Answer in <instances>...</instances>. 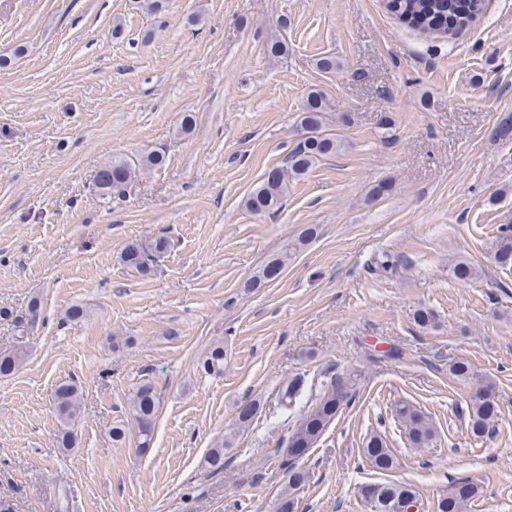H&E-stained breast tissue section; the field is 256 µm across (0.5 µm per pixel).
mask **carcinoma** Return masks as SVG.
Here are the masks:
<instances>
[{"label":"carcinoma","instance_id":"obj_1","mask_svg":"<svg viewBox=\"0 0 512 512\" xmlns=\"http://www.w3.org/2000/svg\"><path fill=\"white\" fill-rule=\"evenodd\" d=\"M460 0H389L388 9L402 23L427 33H446L461 31L470 27L482 14L484 0H469L470 7L460 9ZM329 102L326 92L318 87L309 89L305 95L300 126L303 134L298 143L285 158L284 165L271 169L264 179L245 197L244 207L255 213H274L278 211L288 192V184L304 176L320 159L336 154L341 142L336 136L324 133ZM492 140L503 142L512 140V114L500 118L493 130ZM164 163V154L155 150L142 157L138 162L112 160L100 166L95 177V186L99 197L112 201V196L126 194L146 170L157 168ZM314 228H305L298 238L288 244L284 250L272 257L261 269L252 274L242 285L251 290L262 288L277 279L288 266V259L313 238ZM169 248V239L158 235L139 242L128 243L120 253L124 266L142 276L150 274L157 262ZM495 260L502 267H512V224H501L495 244ZM25 350L18 346L14 350L0 354V374L7 376L17 370L24 362ZM202 367L205 373L224 372V345L218 343L207 352ZM448 373L458 381L466 383L474 376L469 362L457 359L448 360ZM352 377L333 380L324 389L314 406L297 422L288 435L286 447L311 449L316 446L327 427L335 419L343 404L352 399ZM302 384L295 379L282 388L280 402L283 406L292 404L301 394ZM494 383L485 382L472 396L469 409V428L471 434L479 438L488 432L490 423L496 417V406L492 393ZM59 419L70 426L62 433L59 444L68 449L76 439L74 429L79 415L81 392L72 383H62L53 394ZM157 389L150 381L141 383L129 402V412L139 436V450L149 449L154 434V421L158 410ZM258 410L257 402L247 401L239 405L236 425L239 429L249 427ZM394 416L405 429L406 437L414 448H428L435 440V429L427 417L416 406L399 401L393 407ZM364 458L372 467L387 471L395 466V458L384 438L372 434L362 448ZM288 488L280 495L276 512H295V492L303 486L308 472L290 467L288 470ZM480 494L479 486L467 477L453 481L447 494L441 496L436 512H467L468 504ZM362 496L372 506L373 512H410L419 508L416 492L407 485L397 483H374L362 487Z\"/></svg>","mask_w":512,"mask_h":512}]
</instances>
